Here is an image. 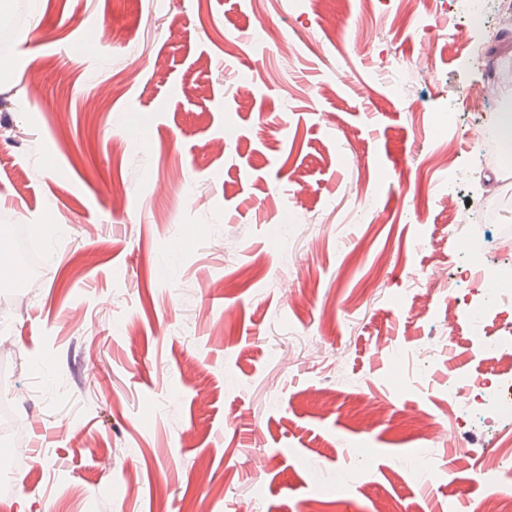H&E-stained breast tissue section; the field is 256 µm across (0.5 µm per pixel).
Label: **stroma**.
<instances>
[{
    "mask_svg": "<svg viewBox=\"0 0 512 512\" xmlns=\"http://www.w3.org/2000/svg\"><path fill=\"white\" fill-rule=\"evenodd\" d=\"M1 10L0 225L44 269L8 322L24 434L0 438V512H473L512 490V419L470 427L447 389L497 371L448 304L459 239L512 265V175L473 139L512 103L484 95L512 60L493 9Z\"/></svg>",
    "mask_w": 512,
    "mask_h": 512,
    "instance_id": "1",
    "label": "stroma"
}]
</instances>
